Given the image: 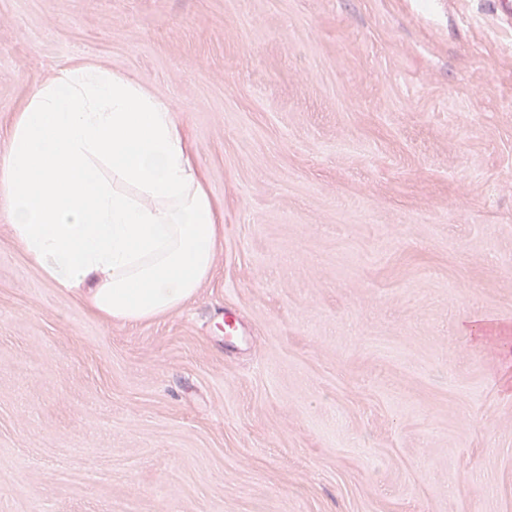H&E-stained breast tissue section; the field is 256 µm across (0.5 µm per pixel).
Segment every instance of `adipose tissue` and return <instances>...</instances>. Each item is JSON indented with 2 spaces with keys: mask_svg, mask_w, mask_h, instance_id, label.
I'll list each match as a JSON object with an SVG mask.
<instances>
[{
  "mask_svg": "<svg viewBox=\"0 0 512 512\" xmlns=\"http://www.w3.org/2000/svg\"><path fill=\"white\" fill-rule=\"evenodd\" d=\"M0 211L29 263L108 322L194 298L222 214L165 97L102 63L35 84L0 151Z\"/></svg>",
  "mask_w": 512,
  "mask_h": 512,
  "instance_id": "1",
  "label": "adipose tissue"
}]
</instances>
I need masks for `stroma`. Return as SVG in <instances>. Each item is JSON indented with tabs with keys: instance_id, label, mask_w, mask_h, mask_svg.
I'll use <instances>...</instances> for the list:
<instances>
[{
	"instance_id": "35a3bbf8",
	"label": "stroma",
	"mask_w": 512,
	"mask_h": 512,
	"mask_svg": "<svg viewBox=\"0 0 512 512\" xmlns=\"http://www.w3.org/2000/svg\"><path fill=\"white\" fill-rule=\"evenodd\" d=\"M73 57L169 99L224 234L181 310L110 324L0 212V512H512L490 0H0V149Z\"/></svg>"
}]
</instances>
